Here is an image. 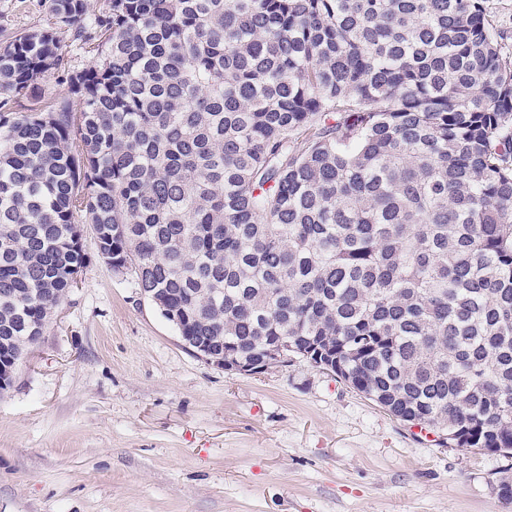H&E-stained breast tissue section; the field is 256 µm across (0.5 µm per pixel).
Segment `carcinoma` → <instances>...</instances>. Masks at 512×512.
Wrapping results in <instances>:
<instances>
[{
  "mask_svg": "<svg viewBox=\"0 0 512 512\" xmlns=\"http://www.w3.org/2000/svg\"><path fill=\"white\" fill-rule=\"evenodd\" d=\"M47 2L0 37L1 362L90 224L180 335L259 368L286 340L512 458V64L481 0Z\"/></svg>",
  "mask_w": 512,
  "mask_h": 512,
  "instance_id": "1",
  "label": "carcinoma"
}]
</instances>
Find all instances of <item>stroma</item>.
Masks as SVG:
<instances>
[{"label": "stroma", "mask_w": 512, "mask_h": 512, "mask_svg": "<svg viewBox=\"0 0 512 512\" xmlns=\"http://www.w3.org/2000/svg\"><path fill=\"white\" fill-rule=\"evenodd\" d=\"M45 0H0V31ZM0 393V512H512V460L423 439L295 359L245 375L189 352L97 254Z\"/></svg>", "instance_id": "obj_1"}]
</instances>
